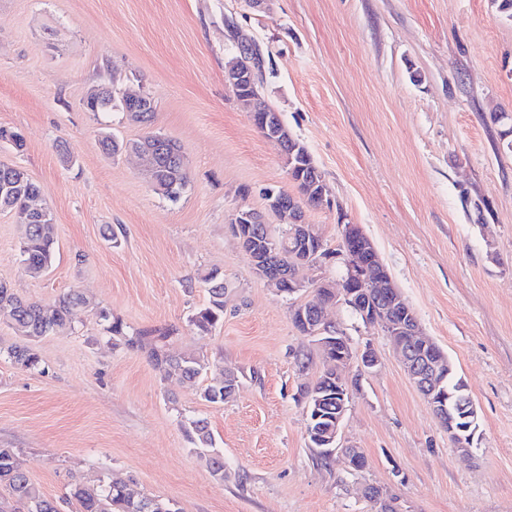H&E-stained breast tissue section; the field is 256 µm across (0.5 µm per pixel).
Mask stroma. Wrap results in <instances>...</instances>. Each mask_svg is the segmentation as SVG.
Masks as SVG:
<instances>
[{"instance_id": "stroma-1", "label": "stroma", "mask_w": 512, "mask_h": 512, "mask_svg": "<svg viewBox=\"0 0 512 512\" xmlns=\"http://www.w3.org/2000/svg\"><path fill=\"white\" fill-rule=\"evenodd\" d=\"M232 19L267 56L265 100L309 150L328 204L306 211L329 249L339 216L359 225L420 325L449 356L479 416L478 447L458 453L384 333L344 306L328 319L354 359L341 439L363 471L309 446L301 395L326 358L293 325L294 303L256 277L230 219L291 190L281 151L224 81ZM101 84L156 105L152 124L84 106ZM0 127L25 147L0 160L37 181L55 219L51 267L31 277L23 231L0 213V280L53 302L77 288L129 331L168 333L174 354L223 360L240 383L224 404L210 380L183 383L146 354L112 346L106 322L42 338L41 367L15 365L21 341L0 312V448L50 498L70 476L128 481L179 512H372L366 486L401 512H512V19L496 0H0ZM176 140L190 183L179 200L148 187L116 140ZM120 231L121 247L104 237ZM224 277V322L189 323L207 301L199 276ZM373 348L367 370L358 356ZM209 421L224 455L216 479L181 422Z\"/></svg>"}]
</instances>
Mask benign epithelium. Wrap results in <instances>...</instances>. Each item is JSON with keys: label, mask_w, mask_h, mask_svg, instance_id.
<instances>
[{"label": "benign epithelium", "mask_w": 512, "mask_h": 512, "mask_svg": "<svg viewBox=\"0 0 512 512\" xmlns=\"http://www.w3.org/2000/svg\"><path fill=\"white\" fill-rule=\"evenodd\" d=\"M234 44L236 51L225 62L224 77L232 90L239 91L257 83V67L254 62L247 66L240 65L241 57L254 51V41L237 31ZM121 96L122 101L128 104L126 116L139 123L142 122L143 113L153 106L152 97L143 91L123 90ZM250 116L253 121L262 124L265 137L282 148L283 159H288L285 148L290 131L280 122L279 114L270 110L267 101L259 94L252 97ZM116 152L137 157L149 187L155 192L165 190L157 175L158 140L144 136L138 143L116 145ZM267 207L277 216L290 239L308 245L311 239L317 237L314 226L306 222L304 212L290 206L280 193L268 192ZM231 224L257 277L267 281L281 294H293L306 287L323 294V301L315 314L310 315L305 307L297 305L291 310V320L299 324L302 335L316 338L330 365L341 369L351 361L353 353L349 352L350 346L346 345L341 331L335 332L329 327L325 310L332 305L356 307L363 310L368 326L381 329L389 337L407 375L422 393L430 397L442 387L447 377L448 356L434 340L421 333L418 318L393 284L376 249L358 225L350 224L343 218L338 220L342 236L351 241L349 248L339 254L347 275L339 282L318 278L307 284L296 277V270L303 265L321 263L322 248L301 255L295 251L289 254V263L285 264L282 262L283 249L279 248L263 212L240 207L233 213ZM349 398V385L340 378L336 379L335 426L328 435L330 447L322 449V452L327 458L339 452L350 468L360 469L364 461L362 451L341 442V427ZM365 495L373 503L374 512H399L396 499L376 491L374 487H367Z\"/></svg>", "instance_id": "obj_1"}]
</instances>
